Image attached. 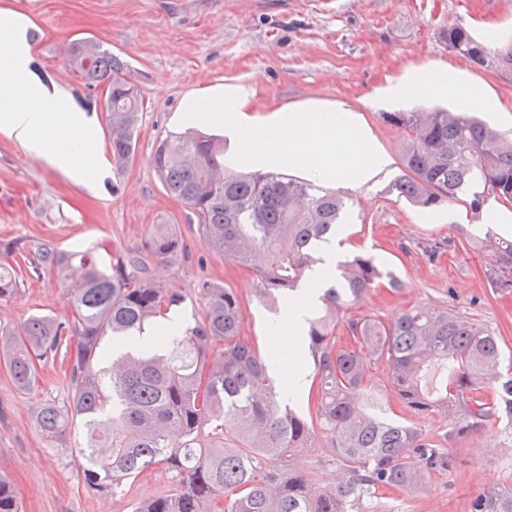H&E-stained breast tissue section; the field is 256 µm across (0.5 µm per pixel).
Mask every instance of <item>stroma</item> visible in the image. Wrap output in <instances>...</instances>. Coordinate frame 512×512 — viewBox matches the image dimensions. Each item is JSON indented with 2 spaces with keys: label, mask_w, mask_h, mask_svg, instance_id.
Returning <instances> with one entry per match:
<instances>
[{
  "label": "stroma",
  "mask_w": 512,
  "mask_h": 512,
  "mask_svg": "<svg viewBox=\"0 0 512 512\" xmlns=\"http://www.w3.org/2000/svg\"><path fill=\"white\" fill-rule=\"evenodd\" d=\"M24 16L33 71L47 91H63L74 112L109 146L105 112L95 106L100 91L85 89L67 64L64 46L90 37L129 65L127 77L141 91L144 110L137 148L121 177L111 158L95 166L86 187L19 144L0 135V240H49L66 251L102 246H141L152 225L167 224L186 242L194 259L186 266L151 264L153 277L181 294L182 324L202 315L200 280L223 282L238 295L245 336L267 349L274 314L259 298L252 271L209 251L185 209L172 199L153 165L159 136L179 130L184 98L217 85L248 90L256 123L271 112L309 103H336L357 110L362 124L388 154V165L364 186L349 190L351 209L337 235L340 255L370 254L396 277L348 308L336 324L344 346L350 319L385 320L412 305L439 307L487 325L500 339L502 358L512 361V293L493 292L483 267L484 219H472L459 204L422 210L388 188L403 173L402 130L388 112L458 107L445 95L409 90L394 96L415 72L450 67L482 82L499 108L482 118L512 131V72L482 68L449 52L444 34L456 24L488 39L491 48L512 46V0H0V12ZM439 247L430 258L429 247ZM73 308L57 272L27 278L9 300L0 301V332L37 314L70 321ZM71 396L67 366L48 362L38 383L19 391L0 363V474L15 486L21 512H132L135 502L169 490L170 479L154 469L116 493L89 488L73 452L82 440L74 428L59 441L46 440L37 424L43 405ZM445 448L448 471L416 491L376 493L362 512H469L483 492L512 485V440L491 423L462 438L449 436V421L408 409L392 387L385 362L372 364L369 403ZM326 439L295 457L296 469L324 487L341 471Z\"/></svg>",
  "instance_id": "stroma-1"
}]
</instances>
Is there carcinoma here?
Segmentation results:
<instances>
[{
    "mask_svg": "<svg viewBox=\"0 0 512 512\" xmlns=\"http://www.w3.org/2000/svg\"><path fill=\"white\" fill-rule=\"evenodd\" d=\"M448 50L479 66L512 71V47L493 50L469 29L448 26ZM68 63L89 90L106 88L112 169L120 176L134 156L143 97L126 65L92 38L71 43ZM404 130L405 173L396 196L422 209L461 203L476 219L488 198L512 205V136L465 111L435 108L387 112ZM156 174L188 212L204 245L236 266L257 272L259 297L275 311L304 291L320 263L317 249L336 234L348 197L272 165L265 172L224 167V140L193 129L172 132L154 148ZM489 285L512 292V239L485 233ZM0 300L26 278L58 272L74 307L58 323L33 315L0 335L15 386L33 388L37 365L57 355L69 361L68 404L38 413L41 434L56 440L81 424L77 449L85 482L116 490L159 466L171 488L134 504L133 512H360L380 488L415 491L448 468L449 454L410 426L363 413L355 400L367 390L368 366L383 359L406 405L437 412L464 437L499 419L512 427V373L501 367L499 337L488 327L446 310L403 309L388 320L351 319L350 343L336 347V318L394 278L370 255L336 265L319 297L322 311L307 320L303 340L316 386L313 412L303 417L270 373V354L242 335L243 313L229 288L204 280L203 315L193 327L174 324L183 298L153 278L150 262L192 261L181 237L156 225L142 247L104 259L93 251L65 252L48 242L33 247L0 242ZM126 338L120 356L103 340ZM76 350L69 352L71 340ZM446 366L436 392L422 385L432 363ZM329 435L334 460L347 479L322 489L293 466L295 454ZM18 493L0 475V512H20ZM470 512H512V485L476 496Z\"/></svg>",
    "mask_w": 512,
    "mask_h": 512,
    "instance_id": "cac0c4a2",
    "label": "carcinoma"
}]
</instances>
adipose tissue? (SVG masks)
<instances>
[{
	"label": "adipose tissue",
	"mask_w": 512,
	"mask_h": 512,
	"mask_svg": "<svg viewBox=\"0 0 512 512\" xmlns=\"http://www.w3.org/2000/svg\"><path fill=\"white\" fill-rule=\"evenodd\" d=\"M32 56L22 30L13 14L0 13V134L14 140L28 153L43 158L50 166L64 170L81 182H89V159L99 157L100 144L90 131H77L78 121L69 111L64 97L49 95L34 80ZM420 89L445 92L463 101L470 109L495 111L498 102L478 81L462 82L451 70L423 73ZM56 128L70 135L69 145L54 148L47 130ZM297 350L275 346L271 368L283 389L301 394L310 379L307 370L297 364Z\"/></svg>",
	"instance_id": "ef3b65f1"
}]
</instances>
